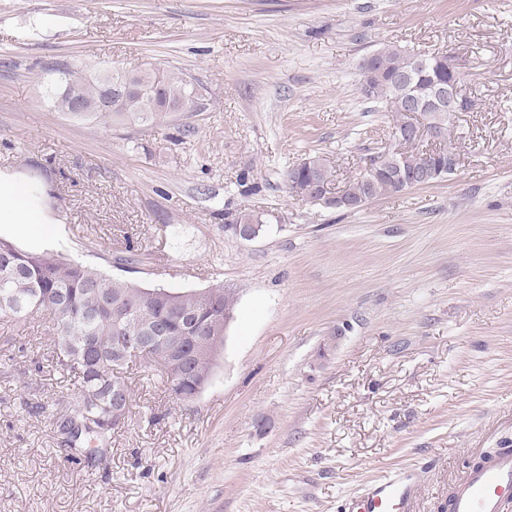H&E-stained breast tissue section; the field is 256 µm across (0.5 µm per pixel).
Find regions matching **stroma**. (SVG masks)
<instances>
[{"label": "stroma", "mask_w": 512, "mask_h": 512, "mask_svg": "<svg viewBox=\"0 0 512 512\" xmlns=\"http://www.w3.org/2000/svg\"><path fill=\"white\" fill-rule=\"evenodd\" d=\"M386 44L463 64L454 174L351 212L289 194L306 158L339 189L392 145L359 91ZM108 62L182 73L199 111L129 141L56 109L50 69ZM18 180L56 230L0 238L239 300L197 401L142 365L93 463L54 426L78 389L0 319V512H344L405 464L441 512L464 464L512 448V0H0V183ZM243 212L249 242L224 229Z\"/></svg>", "instance_id": "obj_1"}]
</instances>
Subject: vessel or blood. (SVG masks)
Returning a JSON list of instances; mask_svg holds the SVG:
<instances>
[{
	"mask_svg": "<svg viewBox=\"0 0 512 512\" xmlns=\"http://www.w3.org/2000/svg\"><path fill=\"white\" fill-rule=\"evenodd\" d=\"M416 472L404 467L373 480L348 512H414ZM450 512H512V452L466 465L448 491Z\"/></svg>",
	"mask_w": 512,
	"mask_h": 512,
	"instance_id": "b4317fda",
	"label": "vessel or blood"
}]
</instances>
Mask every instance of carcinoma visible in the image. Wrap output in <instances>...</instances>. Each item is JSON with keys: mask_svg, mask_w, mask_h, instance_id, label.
Listing matches in <instances>:
<instances>
[{"mask_svg": "<svg viewBox=\"0 0 512 512\" xmlns=\"http://www.w3.org/2000/svg\"><path fill=\"white\" fill-rule=\"evenodd\" d=\"M372 55L381 77L362 87V94L384 104L396 126L408 94L460 78V72L448 70L446 62L410 70L412 52L398 45L386 44ZM58 73L51 92L64 87L78 89L88 99L96 97L97 87L86 81L81 71L60 69ZM131 75L136 91L130 96L128 111L83 112L71 118L116 130L160 127L171 113L153 107L151 88L157 78L173 104L198 97L195 86L174 70L147 68ZM425 119L440 125L444 140L451 142L448 115L431 109ZM402 167L408 172L431 167L441 172V180L455 172L448 166V155L441 151L418 150L404 159ZM332 177L327 166L293 168L287 172L286 181L329 183ZM344 192L354 200L371 201L392 196L397 190L393 178L380 173L370 179L355 176L346 183ZM229 294L228 290L213 302L201 298L195 290L179 291L172 304L155 288H142L56 252H28L0 238V318L13 323L21 340L26 339L33 320L40 317L47 321L53 335L55 371L79 387L77 404L55 414L57 433L61 445L74 453H86L91 462L104 457L112 447V433L121 429L112 422V397L119 389L124 391L120 409L125 419L131 418L133 395L124 370L139 357L113 352L115 337L146 336L157 349L175 350L188 357L187 365L173 364L162 371V377L172 393H191L201 379L213 373L214 360L200 355V351L209 346L215 331L224 328Z\"/></svg>", "mask_w": 512, "mask_h": 512, "instance_id": "cac0c4a2", "label": "carcinoma"}]
</instances>
